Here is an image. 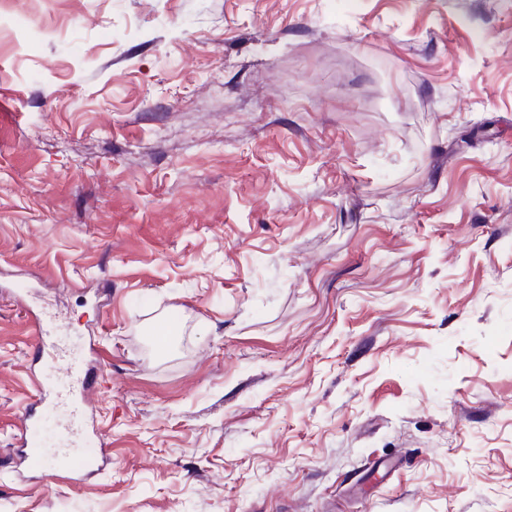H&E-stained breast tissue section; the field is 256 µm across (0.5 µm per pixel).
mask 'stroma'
Here are the masks:
<instances>
[{
	"label": "stroma",
	"instance_id": "35a3bbf8",
	"mask_svg": "<svg viewBox=\"0 0 512 512\" xmlns=\"http://www.w3.org/2000/svg\"><path fill=\"white\" fill-rule=\"evenodd\" d=\"M42 334L86 482L13 453ZM0 512H512V0L0 29Z\"/></svg>",
	"mask_w": 512,
	"mask_h": 512
}]
</instances>
